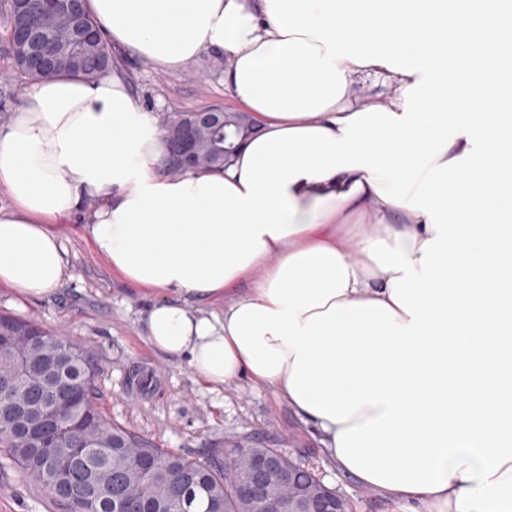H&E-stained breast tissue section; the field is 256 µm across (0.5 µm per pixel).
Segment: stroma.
<instances>
[{
  "label": "stroma",
  "mask_w": 512,
  "mask_h": 512,
  "mask_svg": "<svg viewBox=\"0 0 512 512\" xmlns=\"http://www.w3.org/2000/svg\"><path fill=\"white\" fill-rule=\"evenodd\" d=\"M120 72L144 111L155 119L172 112L230 108L224 88L222 57L206 52L179 73L161 75L127 54ZM30 85L14 71L5 21L0 18V124L19 107ZM88 213L58 222L55 227L70 261L57 293L28 298L0 288V312L41 324L92 351L102 365L96 385L97 405L114 425L145 439L154 447L192 458L213 449L245 448L260 443L302 457L348 501L350 512H388L378 493L352 477L337 474L325 462L317 435L272 390L239 378L213 388L187 361L157 353L143 337V323L153 294L112 271L90 246ZM154 373L153 390L135 395L132 374ZM0 512H66L40 485L28 478L0 450Z\"/></svg>",
  "instance_id": "35a3bbf8"
}]
</instances>
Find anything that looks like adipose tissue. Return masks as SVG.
Segmentation results:
<instances>
[{
  "instance_id": "obj_1",
  "label": "adipose tissue",
  "mask_w": 512,
  "mask_h": 512,
  "mask_svg": "<svg viewBox=\"0 0 512 512\" xmlns=\"http://www.w3.org/2000/svg\"><path fill=\"white\" fill-rule=\"evenodd\" d=\"M85 4L157 72L226 57L258 133L164 177L125 78L33 82L0 124V286L53 295L54 225L93 206L156 352L274 389L395 512H512V0ZM368 72L396 96L357 98Z\"/></svg>"
}]
</instances>
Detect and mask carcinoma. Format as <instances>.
<instances>
[{
	"label": "carcinoma",
	"instance_id": "obj_1",
	"mask_svg": "<svg viewBox=\"0 0 512 512\" xmlns=\"http://www.w3.org/2000/svg\"><path fill=\"white\" fill-rule=\"evenodd\" d=\"M32 24L61 44L73 38L49 15L34 16ZM116 67L112 50L97 36L79 55L59 54L41 79L97 77ZM195 118L194 112H177L163 119L164 143L188 127L198 141L188 167L164 152L163 165L171 174L222 168L235 156V140L248 136L239 112H227L225 129L198 126ZM0 325L29 343L27 369L20 372L12 371L13 349L0 345V448L70 512H256L238 490L249 458L273 460L300 485L301 493L290 497L288 487L270 481L269 496L282 505L280 512H311L315 499L336 497V489L299 461L262 444L244 449L234 471L225 469L215 452L197 460L153 447L99 411L98 364L89 352L10 314H0Z\"/></svg>",
	"mask_w": 512,
	"mask_h": 512
}]
</instances>
